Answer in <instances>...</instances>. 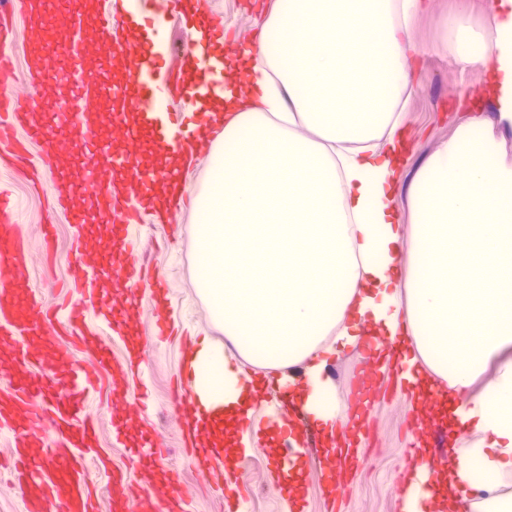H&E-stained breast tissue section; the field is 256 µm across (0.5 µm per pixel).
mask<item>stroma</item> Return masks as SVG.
<instances>
[{"label":"stroma","instance_id":"obj_1","mask_svg":"<svg viewBox=\"0 0 512 512\" xmlns=\"http://www.w3.org/2000/svg\"><path fill=\"white\" fill-rule=\"evenodd\" d=\"M203 2L208 15L222 22L229 36L247 35L251 0ZM459 7L458 0H434L431 9L417 18L415 39L421 49L417 70L422 83L406 106L407 119L416 132L406 166L410 174L438 143L450 136L456 119L464 112L460 95L468 93L471 83L482 77L479 64L461 61L454 54L436 49L447 35L445 20L449 12ZM2 189L16 198L20 227L29 242L27 286L43 305H53L68 277L67 259L77 246L70 218L64 213L57 215L54 239L57 259L47 262L41 226L48 208V195L33 189L27 179L4 166L0 167ZM193 227L192 215L186 211L166 227L148 224L136 230L142 247L153 254L156 273L165 283L166 304L179 327L177 334L163 339L157 337L156 309L147 299L135 311L119 313L132 334L131 339L114 337L106 323L93 317L89 318L88 327L90 332L109 343L117 356L125 353L129 340L141 342L144 373L128 380L127 392L132 397L143 391L149 395L152 410L143 424L162 437L171 449L169 458L161 465L162 470L180 472L192 493L191 512H228L231 499L211 487L209 476L186 456L180 439L182 392L175 381L180 374L184 344L193 331L218 342L224 339L194 285ZM400 392L401 387L392 374L381 375L374 407L359 415V432L364 441L359 460L345 469V477L352 482L353 489L342 502H335L328 495L323 472L316 462L317 452L306 453L300 512H402L401 485L411 461L404 454L410 427L399 419ZM89 409L99 420L97 450L108 456L112 464L123 465L131 454L137 431L131 428L125 436L116 435L114 422L123 414L122 405L97 397L91 401ZM280 454L277 460L262 453L237 455V474L251 494L243 512H284L271 473L278 460H291L294 451L286 445Z\"/></svg>","mask_w":512,"mask_h":512}]
</instances>
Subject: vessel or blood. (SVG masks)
<instances>
[{
	"label": "vessel or blood",
	"instance_id": "obj_1",
	"mask_svg": "<svg viewBox=\"0 0 512 512\" xmlns=\"http://www.w3.org/2000/svg\"><path fill=\"white\" fill-rule=\"evenodd\" d=\"M143 0H103L88 15L86 0H0V165L26 171L33 185L48 183L57 205L69 213L76 233L86 224L103 225L118 243L122 259L103 270L96 252L80 246L69 261L67 297L43 309L25 287L28 241L17 225V207L0 191V433L8 434L15 450L14 472L24 489L23 512H97L89 469L103 473L110 486L114 512H187L192 499L175 473L164 481L150 474L169 454L162 441L140 429L137 450L125 467L106 457L89 459L98 427L87 409L90 396L109 386L114 400L125 403L123 428L138 426L145 405L128 399L125 378L138 371V356L113 357L101 337L86 333L89 315L108 319L112 286L122 284L129 298L144 286L161 293L148 258L135 246L132 226L156 223L150 197L154 185H170V168L143 166V145L173 154L206 144L216 123L196 111L193 127L183 113L164 109L170 93L197 102L224 92V59L210 53L211 40L223 37L219 25L187 11L186 0H168L190 28L206 40L188 44L175 56L174 67L160 60L153 46L163 42L160 21L144 22ZM28 9L38 31L40 58L17 77L12 57L10 23L17 10ZM67 21L60 36L55 19ZM92 54L120 58L126 79L105 82L85 69ZM46 94L53 86L69 88L67 107L34 110L17 92L18 81ZM138 116L125 127L126 113ZM124 126L122 140L104 137L100 116ZM42 147L31 161L30 143ZM87 355L73 360L74 348ZM183 446L197 468L211 471L222 460L218 450L200 446V421L194 404L180 412Z\"/></svg>",
	"mask_w": 512,
	"mask_h": 512
}]
</instances>
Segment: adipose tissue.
<instances>
[{
  "mask_svg": "<svg viewBox=\"0 0 512 512\" xmlns=\"http://www.w3.org/2000/svg\"><path fill=\"white\" fill-rule=\"evenodd\" d=\"M428 0H274L228 53L209 102L219 125L195 216L194 281L223 342L191 341L185 362L228 454L296 421L261 420L281 399L327 447L348 419L329 366L357 346L394 370L424 430L464 441L432 482L412 470L402 512H512V0L487 26L450 24L484 95L413 176L400 105L415 77L412 38Z\"/></svg>",
  "mask_w": 512,
  "mask_h": 512,
  "instance_id": "obj_1",
  "label": "adipose tissue"
}]
</instances>
